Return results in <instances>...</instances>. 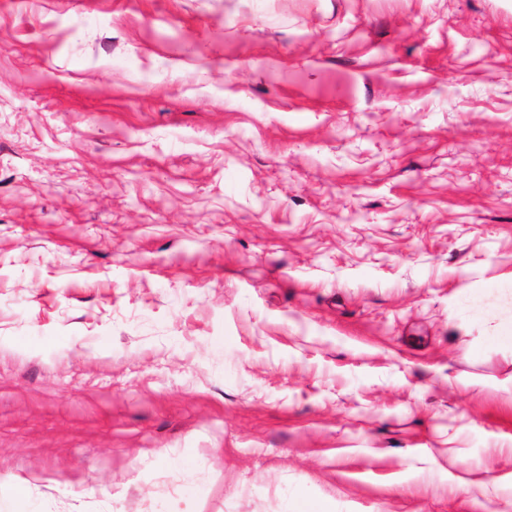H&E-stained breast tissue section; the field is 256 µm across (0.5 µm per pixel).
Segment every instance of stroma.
<instances>
[{"label": "stroma", "mask_w": 512, "mask_h": 512, "mask_svg": "<svg viewBox=\"0 0 512 512\" xmlns=\"http://www.w3.org/2000/svg\"><path fill=\"white\" fill-rule=\"evenodd\" d=\"M512 0H0V512H512Z\"/></svg>", "instance_id": "35a3bbf8"}]
</instances>
